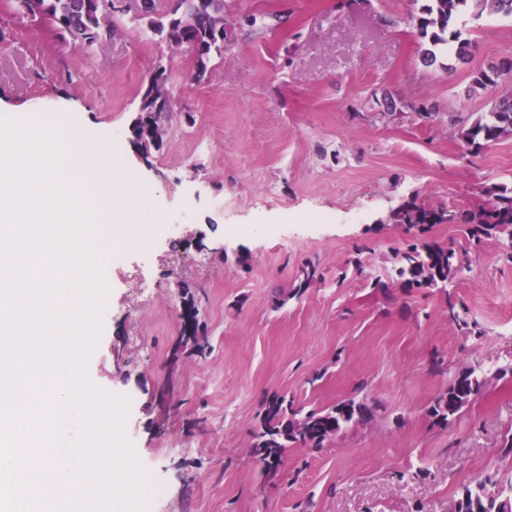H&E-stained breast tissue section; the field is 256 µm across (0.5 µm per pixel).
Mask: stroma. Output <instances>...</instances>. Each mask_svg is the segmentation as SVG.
<instances>
[{
  "label": "stroma",
  "mask_w": 512,
  "mask_h": 512,
  "mask_svg": "<svg viewBox=\"0 0 512 512\" xmlns=\"http://www.w3.org/2000/svg\"><path fill=\"white\" fill-rule=\"evenodd\" d=\"M417 0H224L232 35L209 75L194 80L195 49L168 48L122 17L106 45L84 52L0 0V111L63 112L87 141L120 135L112 170L132 168L147 194L131 201L127 242L112 252L100 333L87 380L127 398L122 423L151 485V512H450L455 488L512 475L501 443L512 429V263L505 241L470 246L461 227L426 239L453 243L465 271L447 290L370 288L407 239L388 213L418 196L430 204L484 203L493 183L512 187V134L471 153L452 123L489 109L468 94L471 76L512 54V18L467 17L478 51L425 66ZM264 16L266 25L251 26ZM172 92L160 150L137 157L128 137L157 68ZM327 220L303 224L300 213ZM172 224L143 239L141 227ZM361 256L366 276L347 266ZM323 279L272 309L298 266ZM191 286L212 350L182 348L168 365ZM464 310L483 333H462ZM442 359L447 372L433 369ZM480 366L490 380L448 427L427 408L450 371ZM380 403L319 449H289L265 479L251 430L265 393L306 410L357 392ZM55 458L74 467L79 422L58 409Z\"/></svg>",
  "instance_id": "35a3bbf8"
}]
</instances>
